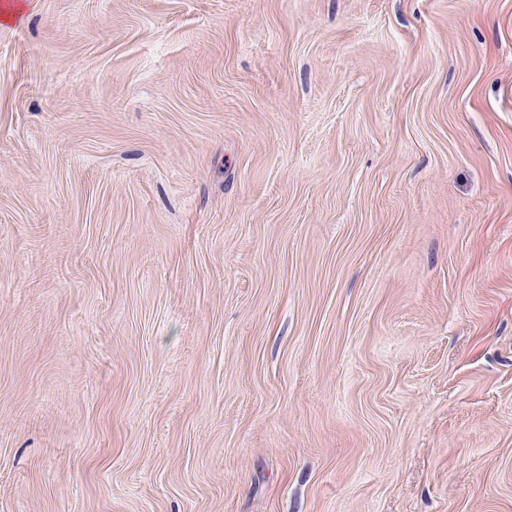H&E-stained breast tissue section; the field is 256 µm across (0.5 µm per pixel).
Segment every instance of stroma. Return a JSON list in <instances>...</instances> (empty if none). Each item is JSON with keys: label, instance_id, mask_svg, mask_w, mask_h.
I'll return each instance as SVG.
<instances>
[{"label": "stroma", "instance_id": "35a3bbf8", "mask_svg": "<svg viewBox=\"0 0 512 512\" xmlns=\"http://www.w3.org/2000/svg\"><path fill=\"white\" fill-rule=\"evenodd\" d=\"M0 512H512V0H0Z\"/></svg>", "mask_w": 512, "mask_h": 512}]
</instances>
